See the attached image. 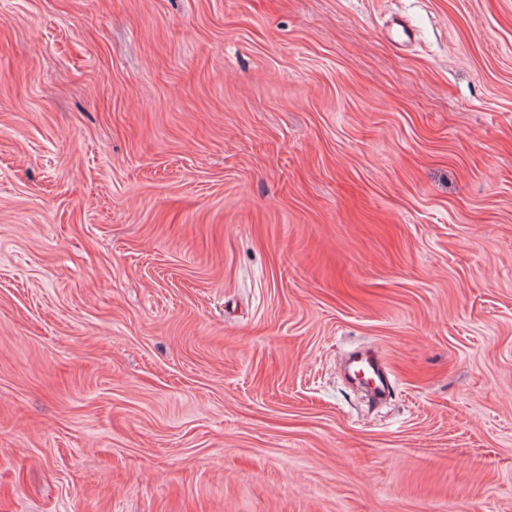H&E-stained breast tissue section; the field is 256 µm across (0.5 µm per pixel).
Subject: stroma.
<instances>
[{
    "label": "stroma",
    "mask_w": 512,
    "mask_h": 512,
    "mask_svg": "<svg viewBox=\"0 0 512 512\" xmlns=\"http://www.w3.org/2000/svg\"><path fill=\"white\" fill-rule=\"evenodd\" d=\"M0 512H512V0H0ZM379 359L370 354L368 356H358L353 363V367L373 379L378 388L384 392L385 391V379L382 372V369L379 365Z\"/></svg>",
    "instance_id": "1"
}]
</instances>
